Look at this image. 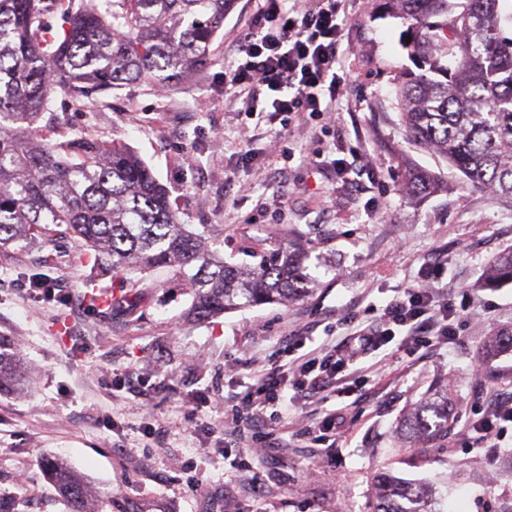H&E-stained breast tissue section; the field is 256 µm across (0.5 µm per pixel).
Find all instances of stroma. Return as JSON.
I'll list each match as a JSON object with an SVG mask.
<instances>
[{
  "mask_svg": "<svg viewBox=\"0 0 512 512\" xmlns=\"http://www.w3.org/2000/svg\"><path fill=\"white\" fill-rule=\"evenodd\" d=\"M257 0H236L211 47L207 67L162 87L143 79L86 107L59 101L51 141L81 136L133 150L170 191L182 223L209 224L225 260L288 243L305 249L312 291L286 304L248 305L190 322L192 295L164 270L121 273L96 264L64 228L24 248L0 250V336L23 359L31 381L0 395V503L18 512H68L45 475L62 459L95 493L97 512H373L376 476L447 481L466 512H501L512 469L485 448L466 420L494 393L512 392V352L487 361L486 342L512 333V282L489 284V261L512 252V200L469 186L447 160L415 143L396 92L415 63L403 46L408 21L379 0H347L337 71L345 78L335 111L289 127L247 117L224 91L232 59ZM249 128L255 157L239 155ZM365 155L372 180L353 187L308 163ZM432 172L436 191L412 194L408 168ZM247 182L248 195L227 190ZM443 255L432 285L451 294L468 283L472 304L459 339L439 350L407 351L400 340L361 359V392L343 404L332 445L306 433L326 406L285 390L287 418L265 423L283 450L249 449V475L224 470L237 444L224 436V412L243 382L281 363L287 333L306 350L340 343L421 280ZM59 281L67 298L33 289ZM133 299L130 312L96 309L89 293ZM447 384L457 422L442 442L408 447L399 426L413 407ZM210 427L198 435L194 425ZM197 465L194 475L186 463ZM265 487L253 493L252 483Z\"/></svg>",
  "mask_w": 512,
  "mask_h": 512,
  "instance_id": "obj_1",
  "label": "stroma"
}]
</instances>
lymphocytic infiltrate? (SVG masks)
Masks as SVG:
<instances>
[{
    "instance_id": "lymphocytic-infiltrate-1",
    "label": "lymphocytic infiltrate",
    "mask_w": 512,
    "mask_h": 512,
    "mask_svg": "<svg viewBox=\"0 0 512 512\" xmlns=\"http://www.w3.org/2000/svg\"><path fill=\"white\" fill-rule=\"evenodd\" d=\"M345 24L346 0H315L307 10L285 6L284 0H259L252 30L229 48L234 63L224 72L225 90L249 116L266 112L286 123L302 112L322 116L331 111L342 84L336 66ZM461 319L431 286L405 289L383 308L377 323L360 330L357 343L300 359L295 355L300 336H286L287 363L259 375L243 401L252 417L279 418L281 389L291 386L316 396L335 388L338 374L355 371L365 354L396 334L429 350L454 340ZM471 426L484 442L499 444L512 428V395L495 394Z\"/></svg>"
}]
</instances>
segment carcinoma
<instances>
[{"label":"carcinoma","mask_w":512,"mask_h":512,"mask_svg":"<svg viewBox=\"0 0 512 512\" xmlns=\"http://www.w3.org/2000/svg\"><path fill=\"white\" fill-rule=\"evenodd\" d=\"M232 0H0V248H23L66 225L112 270L170 269L187 283L188 317L203 321L244 305L283 304L308 293L298 244L260 255L252 266L224 261L209 226L181 223L169 191L122 146L33 133L57 112L58 95L85 102L147 75L161 84L200 72ZM412 20L406 48L423 73L399 87L412 137L448 160L476 188L512 198V38L502 36L500 0H386ZM418 193L435 187L409 174ZM512 280V253L489 281ZM21 360L0 336V393L20 389ZM454 418L448 388L419 404L399 434L408 443L445 438ZM46 477L69 512H95L87 482L50 461ZM374 512H450L427 482L390 473L373 485Z\"/></svg>","instance_id":"carcinoma-1"}]
</instances>
